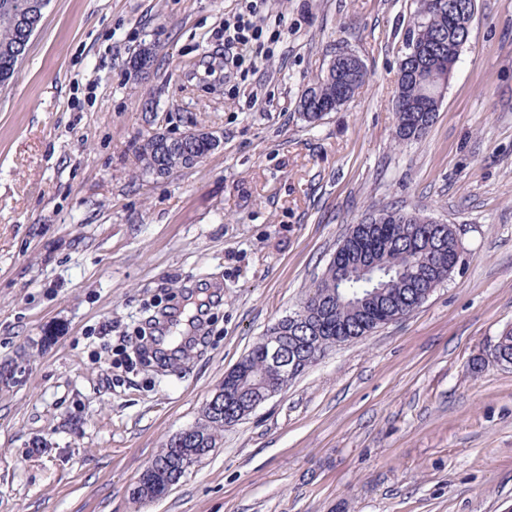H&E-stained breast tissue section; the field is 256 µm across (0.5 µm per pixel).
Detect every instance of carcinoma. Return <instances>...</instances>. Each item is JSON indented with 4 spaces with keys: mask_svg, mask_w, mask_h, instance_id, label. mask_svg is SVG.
Returning a JSON list of instances; mask_svg holds the SVG:
<instances>
[{
    "mask_svg": "<svg viewBox=\"0 0 512 512\" xmlns=\"http://www.w3.org/2000/svg\"><path fill=\"white\" fill-rule=\"evenodd\" d=\"M48 0H0V87L9 86L18 74L33 31L22 25V19L33 4ZM439 9L426 10L419 0L412 31L420 32L424 44L423 65L406 71L401 61L397 72L394 110L397 116L396 138H417L433 124L439 103L432 95L433 74L448 63V53L462 44L470 31L461 25L470 0H441ZM346 54L332 61V74H323L313 83L326 101L348 85L360 88L365 78H356L345 70ZM211 143L204 137L184 143L174 142L162 149L146 139L138 147L143 171L161 176L168 171L173 152L182 149L193 154L210 152ZM384 223L364 220L350 227L346 245L336 267H329L306 297L310 303V325L307 329L279 330L273 326L270 336H318L324 347L360 339L377 328L382 316L409 311L450 278L461 263L458 241L446 224H435L415 211L381 209ZM491 356L512 358V330L504 332ZM247 382L262 381L266 358L261 344L246 355Z\"/></svg>",
    "mask_w": 512,
    "mask_h": 512,
    "instance_id": "carcinoma-1",
    "label": "carcinoma"
}]
</instances>
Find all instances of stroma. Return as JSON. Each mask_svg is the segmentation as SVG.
<instances>
[{
    "label": "stroma",
    "mask_w": 512,
    "mask_h": 512,
    "mask_svg": "<svg viewBox=\"0 0 512 512\" xmlns=\"http://www.w3.org/2000/svg\"><path fill=\"white\" fill-rule=\"evenodd\" d=\"M241 3L49 0L0 91V512H512V366L472 371L512 328V0H476L437 118L408 142L392 103L418 0H268L283 35L245 79L214 37ZM345 49L364 86L307 122L302 92ZM190 130L223 144L143 172L146 136ZM384 207L453 227L450 278L134 502L145 466ZM203 300L191 346L142 363L147 317Z\"/></svg>",
    "instance_id": "stroma-1"
}]
</instances>
